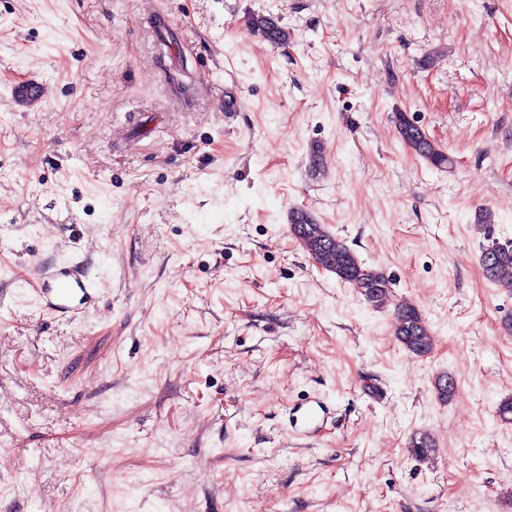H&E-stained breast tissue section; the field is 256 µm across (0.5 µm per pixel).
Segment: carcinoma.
Masks as SVG:
<instances>
[{
    "mask_svg": "<svg viewBox=\"0 0 512 512\" xmlns=\"http://www.w3.org/2000/svg\"><path fill=\"white\" fill-rule=\"evenodd\" d=\"M251 27L272 43L283 45L288 42V31L269 18L257 17L251 22ZM395 123L402 140L431 165L439 168L450 163L449 157L424 137L405 113H396ZM290 229L322 269L335 274L371 303L381 305L387 301L388 278L365 266L347 245L331 235L323 225L314 223L305 211L292 213ZM482 266L489 279L512 288V244L493 243L485 247ZM394 334L403 348L414 356H426L433 349V338L422 315L413 307L397 308ZM411 452L420 460L429 459L434 452L432 440L425 435L414 439Z\"/></svg>",
    "mask_w": 512,
    "mask_h": 512,
    "instance_id": "obj_1",
    "label": "carcinoma"
}]
</instances>
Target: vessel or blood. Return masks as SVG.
I'll return each instance as SVG.
<instances>
[{"mask_svg": "<svg viewBox=\"0 0 512 512\" xmlns=\"http://www.w3.org/2000/svg\"><path fill=\"white\" fill-rule=\"evenodd\" d=\"M48 310L63 315L95 306L98 288L94 280L80 274L76 263H62L47 273L36 291Z\"/></svg>", "mask_w": 512, "mask_h": 512, "instance_id": "obj_1", "label": "vessel or blood"}]
</instances>
